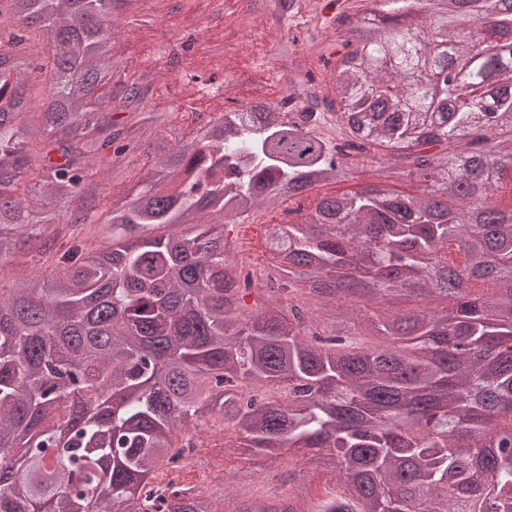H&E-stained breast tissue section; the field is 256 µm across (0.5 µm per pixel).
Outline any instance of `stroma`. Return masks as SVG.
I'll return each mask as SVG.
<instances>
[{
  "mask_svg": "<svg viewBox=\"0 0 512 512\" xmlns=\"http://www.w3.org/2000/svg\"><path fill=\"white\" fill-rule=\"evenodd\" d=\"M266 0H210V12L202 22L203 32L185 28L184 18L196 7V0H141L136 14L120 22L121 32L114 48L119 67L137 77L157 69L163 43H180L183 56L166 84H154L140 105L118 109L116 117L130 128L134 137L125 159L110 173V194L135 192L139 171L147 164L145 149L159 133L177 126L184 137L201 127L199 113L210 112V104L200 96L189 95L190 78L199 74L215 83L236 80L241 100L251 102L263 96L276 101L285 91L270 66L290 41L287 30L275 23L261 24ZM227 239L236 243V253L260 263L267 273H275L276 262L265 244L263 233L254 231L242 218L227 220ZM200 446L187 467L160 469L155 481L175 480L187 485L201 484L206 494L217 499L224 512L235 503L254 498L285 499L294 493L288 473L302 469L312 501L339 487L334 473L317 465L298 466L294 456L282 454L271 464L257 450L236 447L237 431L232 426L197 428Z\"/></svg>",
  "mask_w": 512,
  "mask_h": 512,
  "instance_id": "obj_1",
  "label": "stroma"
}]
</instances>
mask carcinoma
I'll list each match as a JSON object with an SVG mask.
<instances>
[{"instance_id": "carcinoma-1", "label": "carcinoma", "mask_w": 512, "mask_h": 512, "mask_svg": "<svg viewBox=\"0 0 512 512\" xmlns=\"http://www.w3.org/2000/svg\"><path fill=\"white\" fill-rule=\"evenodd\" d=\"M137 0H0V259L36 244L56 269L0 287V512H219L153 485L218 417L240 445L334 467L342 494L233 512H512V30L501 0H373L306 40L336 50L303 115L256 103L197 135L172 127L135 197L100 206L96 175L131 148L113 102L143 99L113 61ZM43 81L40 99L28 95ZM44 145L34 159L30 146ZM370 169L267 239L285 297L256 312L224 224ZM416 181L419 195L388 186ZM483 211L482 223L472 222ZM103 219L110 245L81 233ZM56 225L52 236L43 229ZM465 256L448 270V246ZM490 279L497 292L473 296ZM309 287L335 332L293 303ZM439 293L444 315L382 297ZM288 306H283V301ZM381 335L385 349L358 336ZM410 347H405V344Z\"/></svg>"}]
</instances>
